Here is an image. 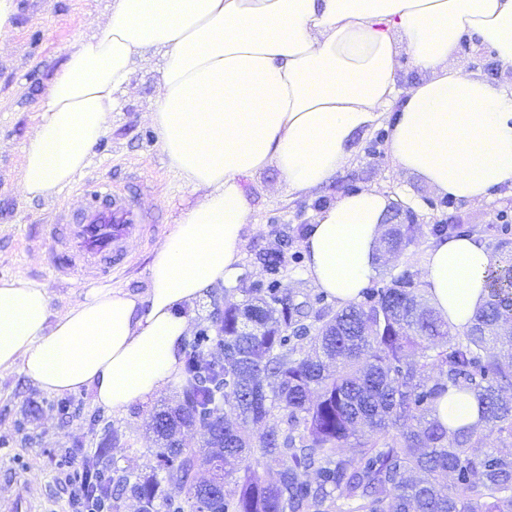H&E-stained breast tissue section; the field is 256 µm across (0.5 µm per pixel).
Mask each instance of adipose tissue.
I'll use <instances>...</instances> for the list:
<instances>
[{"mask_svg":"<svg viewBox=\"0 0 512 512\" xmlns=\"http://www.w3.org/2000/svg\"><path fill=\"white\" fill-rule=\"evenodd\" d=\"M467 37L511 68L512 0H111L37 103L19 190L51 197L86 168L153 50L161 66L146 118L169 168L204 195L154 251L145 291L98 286L56 312L43 285L0 280V374L54 396L88 392L116 415L147 402L180 373L188 306L237 284L253 214L244 178L273 168L289 192L318 190L388 110L397 168L467 202L512 188V88L451 66ZM403 54L420 77L401 88ZM392 203L361 189L309 224L307 275L338 306L374 277ZM491 262L475 236L429 250L423 288L457 330L484 303Z\"/></svg>","mask_w":512,"mask_h":512,"instance_id":"obj_1","label":"adipose tissue"}]
</instances>
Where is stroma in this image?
<instances>
[{
	"label": "stroma",
	"instance_id": "obj_1",
	"mask_svg": "<svg viewBox=\"0 0 512 512\" xmlns=\"http://www.w3.org/2000/svg\"><path fill=\"white\" fill-rule=\"evenodd\" d=\"M8 31L0 36V279L20 274L43 283L51 307L61 311L83 299L88 282L72 278L58 282L44 276L49 250L27 248V235L37 234L57 198L23 197L17 190L22 150L37 123L35 105L63 61L67 48L103 21L109 0H14ZM160 58L147 54L136 66L120 94L108 132L99 140L85 176L112 181L138 193L141 208L153 221L145 240L131 249L128 265L108 279L109 285L144 291L147 267L154 250L171 232L181 210L194 205L201 191L187 185L167 165L144 114L156 90ZM388 118L360 135L351 157L321 190L289 193L275 169L256 175L249 184L254 222L243 246L242 271L231 292L215 288L210 297L194 302L191 330L209 325L213 302L232 295L244 301L255 285L279 280L298 299L317 296L307 278L301 230L312 222L320 206L334 202L348 189L376 188L391 195L411 190L425 202L415 209L420 226L415 244L380 263L372 286L379 287L403 271L423 278L426 253L437 224L475 229L492 256L512 258V231L504 232V216L512 217V190L502 189L491 200L474 204L455 201L428 207L434 191L418 176L396 168L382 131ZM279 253V275L266 273L259 254ZM180 384L158 392L149 402L132 406L126 415L101 412L87 393L72 395L69 411H61L58 397L47 394L19 374L0 377V512H72L71 488L61 468L62 454L94 455L106 448L109 469L144 468L156 446L147 424L161 405L177 399Z\"/></svg>",
	"mask_w": 512,
	"mask_h": 512
}]
</instances>
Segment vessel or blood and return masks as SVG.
<instances>
[{"label": "vessel or blood", "mask_w": 512, "mask_h": 512, "mask_svg": "<svg viewBox=\"0 0 512 512\" xmlns=\"http://www.w3.org/2000/svg\"><path fill=\"white\" fill-rule=\"evenodd\" d=\"M71 193L78 206L63 205L56 221L44 227L47 273L57 280L111 276L124 265L134 241L143 238L149 218L132 193L109 182L86 178Z\"/></svg>", "instance_id": "obj_1"}]
</instances>
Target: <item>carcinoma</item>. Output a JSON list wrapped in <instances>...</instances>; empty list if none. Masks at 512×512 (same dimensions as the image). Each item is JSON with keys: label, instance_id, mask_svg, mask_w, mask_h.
Segmentation results:
<instances>
[{"label": "carcinoma", "instance_id": "cac0c4a2", "mask_svg": "<svg viewBox=\"0 0 512 512\" xmlns=\"http://www.w3.org/2000/svg\"><path fill=\"white\" fill-rule=\"evenodd\" d=\"M415 224L391 228L402 252ZM470 326L452 329L406 271L333 308L295 302L275 286L243 303L224 298L217 335L199 330L184 357L174 407L154 415L150 472L109 470L91 457L75 474L76 512H512V263L491 265ZM470 394L479 420L438 418L449 391ZM275 421L253 443L250 426ZM202 422V447L177 437ZM276 470L260 468L264 457ZM236 476V490L225 479ZM186 490L168 495L165 485Z\"/></svg>", "mask_w": 512, "mask_h": 512}]
</instances>
